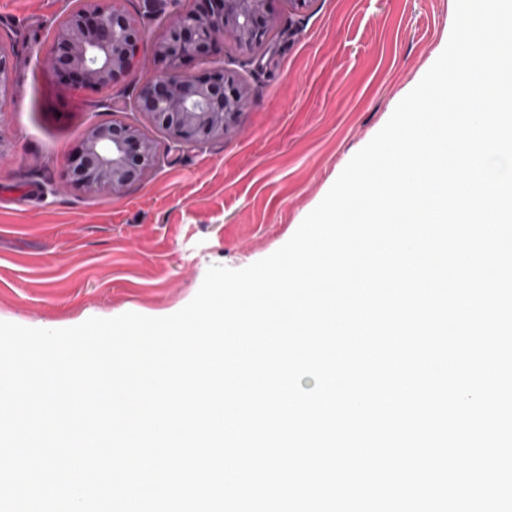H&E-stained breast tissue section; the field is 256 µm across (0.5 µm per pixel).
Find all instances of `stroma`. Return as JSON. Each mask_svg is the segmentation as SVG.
<instances>
[{"label":"stroma","instance_id":"stroma-1","mask_svg":"<svg viewBox=\"0 0 512 512\" xmlns=\"http://www.w3.org/2000/svg\"><path fill=\"white\" fill-rule=\"evenodd\" d=\"M62 0H0V34L47 43ZM455 0H306L282 12L264 52L236 62L232 44L206 68L249 89L236 130L191 149L159 135L160 163L123 192L67 188L85 128L123 109L131 82L99 94L66 89L48 64L14 71L0 118V321L75 327L128 312L186 306L209 267H247L283 246L351 158L445 49Z\"/></svg>","mask_w":512,"mask_h":512}]
</instances>
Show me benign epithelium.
<instances>
[{
    "label": "benign epithelium",
    "instance_id": "7a95c632",
    "mask_svg": "<svg viewBox=\"0 0 512 512\" xmlns=\"http://www.w3.org/2000/svg\"><path fill=\"white\" fill-rule=\"evenodd\" d=\"M134 17L114 0H74L53 23L47 47L31 45L30 57L48 56L56 80L65 87L112 88L134 79L136 57L147 49L155 77L136 82L133 108L148 126L116 114L87 127L68 158L65 179L84 193L120 192L147 178L159 164L156 140L148 128L166 133L178 147L193 148L224 138L236 126L247 89L232 70L217 77L190 73L191 64L224 52L230 41L240 56L251 58L266 45L282 0H144ZM15 39L0 36V110L12 96L18 60Z\"/></svg>",
    "mask_w": 512,
    "mask_h": 512
}]
</instances>
